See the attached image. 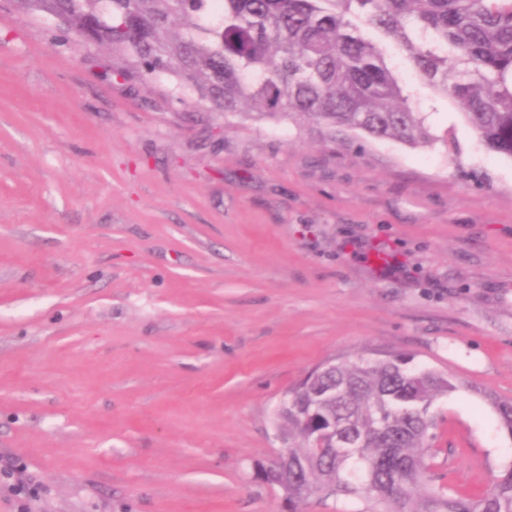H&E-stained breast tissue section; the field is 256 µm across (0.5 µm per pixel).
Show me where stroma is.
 Segmentation results:
<instances>
[{
  "label": "stroma",
  "mask_w": 512,
  "mask_h": 512,
  "mask_svg": "<svg viewBox=\"0 0 512 512\" xmlns=\"http://www.w3.org/2000/svg\"><path fill=\"white\" fill-rule=\"evenodd\" d=\"M56 28L0 0V512H289L275 410L359 355L457 379L439 483L512 464V159L457 103L403 67L433 142L332 138Z\"/></svg>",
  "instance_id": "35a3bbf8"
}]
</instances>
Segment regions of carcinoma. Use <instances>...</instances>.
Listing matches in <instances>:
<instances>
[{
	"label": "carcinoma",
	"mask_w": 512,
	"mask_h": 512,
	"mask_svg": "<svg viewBox=\"0 0 512 512\" xmlns=\"http://www.w3.org/2000/svg\"><path fill=\"white\" fill-rule=\"evenodd\" d=\"M107 46L117 74L175 79L196 104L253 121L312 120L374 140H434L391 65L392 40L433 92L462 108L490 151L512 158V0H16ZM451 375L391 353L312 372L276 419L287 427L290 502L362 498L377 512H512V465L478 496L433 485L432 402ZM512 435V401L488 395ZM357 440L353 456L334 437Z\"/></svg>",
	"instance_id": "carcinoma-1"
}]
</instances>
